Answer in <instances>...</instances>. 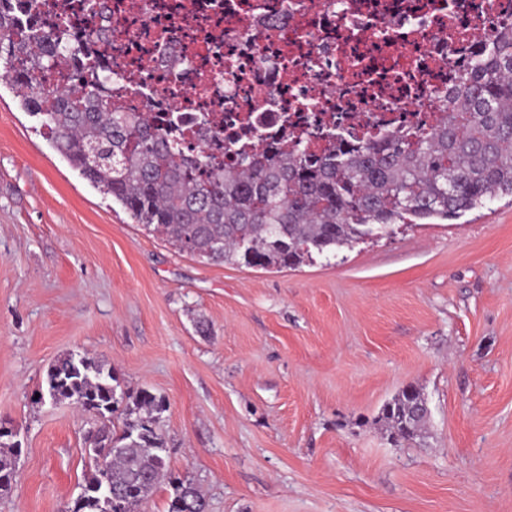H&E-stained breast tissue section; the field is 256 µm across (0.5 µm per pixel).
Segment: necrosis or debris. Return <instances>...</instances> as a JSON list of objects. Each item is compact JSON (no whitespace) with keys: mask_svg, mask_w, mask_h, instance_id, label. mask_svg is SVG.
Returning <instances> with one entry per match:
<instances>
[{"mask_svg":"<svg viewBox=\"0 0 512 512\" xmlns=\"http://www.w3.org/2000/svg\"><path fill=\"white\" fill-rule=\"evenodd\" d=\"M119 106L153 122L197 113L225 132L279 136L308 117L309 144L377 141L440 117L459 71L512 0H105Z\"/></svg>","mask_w":512,"mask_h":512,"instance_id":"4bbe7bcc","label":"necrosis or debris"}]
</instances>
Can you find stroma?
Masks as SVG:
<instances>
[{"instance_id": "35a3bbf8", "label": "stroma", "mask_w": 512, "mask_h": 512, "mask_svg": "<svg viewBox=\"0 0 512 512\" xmlns=\"http://www.w3.org/2000/svg\"><path fill=\"white\" fill-rule=\"evenodd\" d=\"M0 87V512H64L101 421L37 401L85 354L166 406L173 475L209 512H512V198L296 268L213 264L133 223ZM431 411L398 444L404 386ZM410 394L402 389L390 402H386L381 410L379 422L394 442H410L423 437L427 425V414H417L418 406L424 400V394L416 386L410 385ZM6 438V439H5ZM16 447L5 435H1L0 428V493L8 492L16 477L15 469Z\"/></svg>"}]
</instances>
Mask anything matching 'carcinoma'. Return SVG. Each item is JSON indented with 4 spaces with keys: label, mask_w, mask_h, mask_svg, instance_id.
Here are the masks:
<instances>
[{
    "label": "carcinoma",
    "mask_w": 512,
    "mask_h": 512,
    "mask_svg": "<svg viewBox=\"0 0 512 512\" xmlns=\"http://www.w3.org/2000/svg\"><path fill=\"white\" fill-rule=\"evenodd\" d=\"M39 0H0V79L21 108L41 117L56 149L91 185L121 204L134 223L181 252L211 262L292 268L316 256H337L395 224L455 220L498 194L512 196V26L494 35L486 52L463 70L446 112L426 131L383 142L328 144L311 154L288 147L235 146L187 157L176 126L161 129L141 112L112 107V80L87 68L73 88L47 87L42 77L84 56L65 21L44 30ZM116 377L94 358L69 354L47 370L40 396L71 401L122 427H104L90 454L84 488L106 480L128 512L168 473L161 433L164 401L147 389L132 400L117 393ZM424 394L402 389L379 422L397 443L423 437ZM16 447L0 435V493L16 477ZM169 512H207L192 480L171 481ZM66 512H109L88 494Z\"/></svg>",
    "instance_id": "carcinoma-1"
}]
</instances>
